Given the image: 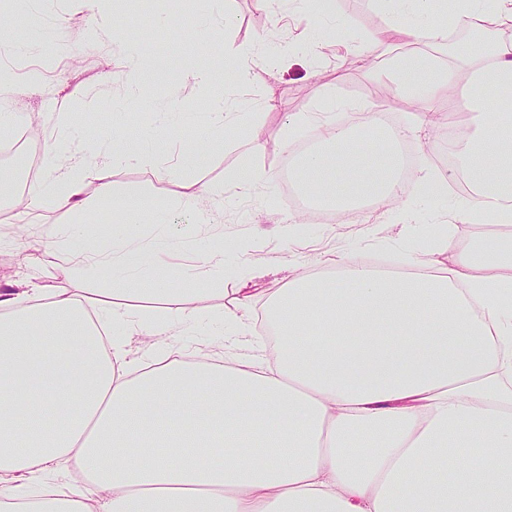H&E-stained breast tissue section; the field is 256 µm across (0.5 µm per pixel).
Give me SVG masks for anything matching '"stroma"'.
<instances>
[{
    "mask_svg": "<svg viewBox=\"0 0 512 512\" xmlns=\"http://www.w3.org/2000/svg\"><path fill=\"white\" fill-rule=\"evenodd\" d=\"M309 0H111L106 27L100 37L90 38L88 24L93 0H40L30 12L18 0H0V16L12 17L16 34L39 23L45 37L36 51L4 54L0 63L18 93L13 109L22 113V126L42 145L40 135L50 126L57 98L73 101V118L80 142L89 150L107 155L113 143L148 150L152 166H116L112 190L125 202L149 208L156 202L187 200L202 186L223 188L219 201L223 221L195 224L188 211L174 209L167 224H138L133 232L142 243L171 237L181 231L185 239L171 250L167 262L174 275L182 307H192L199 293L213 305L233 306L239 285L232 280L210 288L202 276L179 279L178 271L193 264L194 241L220 247L226 264L253 265L258 277L251 282L255 304L265 302L269 289L281 287L288 278L307 274L335 278L342 261L357 258L371 266L408 271L411 256L448 267L452 257L437 250L440 237L454 234L459 243L494 231L491 223H473L451 215L434 204L413 199V186L402 182L397 197L382 209L360 214L343 212L339 222L294 223V211L280 187L284 159H295L300 146L316 147L315 127L289 128V115L311 112L325 97L343 104V116L366 151L376 148L374 132L364 130L361 118L352 117L350 104L375 101V88L389 84V56L401 40L384 22L374 0H332L326 9H309ZM170 13V26L151 31L157 11ZM197 24L221 27L222 37L200 41L188 36ZM313 41L312 52L292 53L294 44ZM133 42L144 56L161 54L168 59L164 74L147 75L137 88L123 80L124 58L120 44ZM254 53L288 50L289 55L271 70H255L244 82L219 72L216 89L231 114L221 145L211 146L187 164H180L168 134L171 125L183 127L185 149L211 138V99L190 91L184 84L187 67L208 68L230 50ZM274 89L282 105L267 108V89ZM262 145L261 153L247 157L251 140ZM254 162L267 180L256 193L239 197L226 188V173ZM25 195L0 200V237L14 225L28 227L33 247L27 256L0 244V282L31 281L48 287H78L91 298H111L105 281L71 280L63 263L48 260L40 248L41 227L25 210ZM226 337L218 331L194 333L177 330L170 344L190 357L209 359L222 355Z\"/></svg>",
    "mask_w": 512,
    "mask_h": 512,
    "instance_id": "35a3bbf8",
    "label": "stroma"
}]
</instances>
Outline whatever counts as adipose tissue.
<instances>
[{
    "mask_svg": "<svg viewBox=\"0 0 512 512\" xmlns=\"http://www.w3.org/2000/svg\"><path fill=\"white\" fill-rule=\"evenodd\" d=\"M404 39L443 44L438 15L486 34L462 50L464 76L408 53L392 68L395 95L421 114L463 99L473 132L455 148L469 194L420 162L417 197L477 222L512 219V0H377ZM44 132L43 176L27 208L111 209L118 228L73 253L64 225L45 227L47 256L76 278L115 284L160 268L171 239L143 246L127 230L140 210L117 200L107 161L69 136V97ZM368 160L345 121L302 154L295 174L315 202L385 206L396 186L392 140ZM450 269L384 274L349 261L345 283L306 275L277 289L263 314L277 342L266 360L251 332V295L150 319L79 292L0 287V512H512V229L473 246L440 242ZM219 322L233 346L214 361L173 346L134 356L128 336ZM477 448L481 463L455 461Z\"/></svg>",
    "mask_w": 512,
    "mask_h": 512,
    "instance_id": "adipose-tissue-1",
    "label": "adipose tissue"
}]
</instances>
